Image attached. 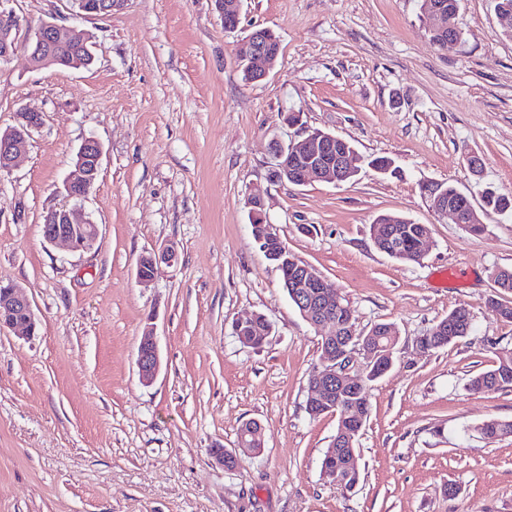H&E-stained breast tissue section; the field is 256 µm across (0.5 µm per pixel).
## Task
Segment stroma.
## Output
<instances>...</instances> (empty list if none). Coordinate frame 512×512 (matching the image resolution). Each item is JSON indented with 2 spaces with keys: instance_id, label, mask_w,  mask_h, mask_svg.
<instances>
[{
  "instance_id": "35a3bbf8",
  "label": "stroma",
  "mask_w": 512,
  "mask_h": 512,
  "mask_svg": "<svg viewBox=\"0 0 512 512\" xmlns=\"http://www.w3.org/2000/svg\"><path fill=\"white\" fill-rule=\"evenodd\" d=\"M7 7L89 34L95 63L35 69L21 45L0 64V130L19 108L44 115L0 175V282L23 287L40 321L27 340L0 331V512H512V436L478 431L512 420V388H466L512 355V322L488 308L492 270L512 269V215L482 201L488 187L512 192V37L494 0H461L463 38L444 48L418 0H243L234 34L214 0H128L107 17L73 15L69 0ZM257 28L280 52L246 83L232 44ZM308 128L393 158L399 175L270 182L271 143ZM89 137L99 175L73 208L100 235L74 253L46 242L42 222ZM424 182L464 191L484 233L434 213ZM251 191L289 251L335 285L356 335L399 332L392 369L367 386L354 491L321 475L336 417L306 410L327 330L300 315L255 243ZM384 214L429 226L421 263L376 249ZM170 245L177 262L139 286V258ZM461 304L470 334L421 352L419 336ZM254 313L275 327L256 349L233 329ZM149 329L161 368L146 384L136 355ZM248 421L264 446L241 453ZM217 444L237 451L234 468L212 461Z\"/></svg>"
}]
</instances>
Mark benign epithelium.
Instances as JSON below:
<instances>
[{
    "mask_svg": "<svg viewBox=\"0 0 512 512\" xmlns=\"http://www.w3.org/2000/svg\"><path fill=\"white\" fill-rule=\"evenodd\" d=\"M127 0H99L96 8H80L78 14L107 17L124 6ZM240 0H215L216 7L224 19V30L234 32L240 22ZM427 27L444 31L452 28V19L440 4L429 5ZM28 45L29 59L37 68L58 63L53 52L54 44L68 42L90 51L89 36L74 27L54 21H44L35 28L21 31L14 26L0 28V61L7 62L16 50L19 37ZM233 54L243 58V63L252 80L266 78L275 67L278 52L270 46L262 29L252 31L233 44ZM43 123L39 112L22 109L15 113L14 125L0 132V173L8 172L17 158L26 150L33 131ZM275 166L271 178L277 182L290 179L291 183L303 186L320 181L339 185L357 174L352 165L354 148L344 139L320 129L307 130L305 137L295 143L276 142L273 145ZM102 146L95 138H87L81 144L75 161V170L63 184L62 194L69 200L86 198L93 188L100 169ZM432 209L449 215L454 223H462L461 210L450 201L435 183H430L426 193ZM47 223L42 225V234L49 243L62 242L73 252L91 250L99 237L98 225L90 221H78L73 210L61 206L46 214ZM178 252L172 245L159 252H150L140 257L138 264H147L152 269L165 263L173 264ZM297 301L301 315L315 326L331 327V334L323 337L324 353L318 376L310 387L309 403L312 406L330 405L335 409L344 407L343 397L362 389V378L370 368L380 365L382 353L369 343V337L350 335L336 342V304L339 295L314 267L296 265ZM39 322L26 294L19 286L0 283V330L11 328L19 335L29 338L38 331ZM138 373L145 383L153 381L159 373L161 360L158 345L149 334L139 344Z\"/></svg>",
    "mask_w": 512,
    "mask_h": 512,
    "instance_id": "1",
    "label": "benign epithelium"
}]
</instances>
